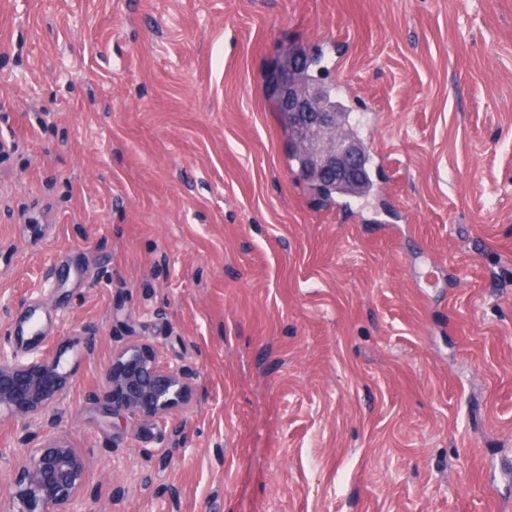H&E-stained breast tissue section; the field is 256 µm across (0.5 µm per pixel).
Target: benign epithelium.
<instances>
[{
    "instance_id": "benign-epithelium-1",
    "label": "benign epithelium",
    "mask_w": 512,
    "mask_h": 512,
    "mask_svg": "<svg viewBox=\"0 0 512 512\" xmlns=\"http://www.w3.org/2000/svg\"><path fill=\"white\" fill-rule=\"evenodd\" d=\"M325 89L292 88L282 97V108L295 117V146L301 153L323 160L328 176L352 179L358 174L355 152L336 127V113L323 105ZM57 348L49 356L25 358L0 349V412L13 415L21 430L51 427L50 409L65 394L72 376L65 354ZM188 368L160 362L144 344L125 347L112 358L103 374L101 396L106 414L114 420L160 417L190 402ZM83 462L65 441L49 437L29 450L19 463L7 499V512H81L79 492Z\"/></svg>"
}]
</instances>
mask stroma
<instances>
[{
	"label": "stroma",
	"instance_id": "obj_1",
	"mask_svg": "<svg viewBox=\"0 0 512 512\" xmlns=\"http://www.w3.org/2000/svg\"><path fill=\"white\" fill-rule=\"evenodd\" d=\"M288 44L367 196L299 177ZM0 141V348L96 333L51 410L84 512H512V0H0ZM132 343L189 407L104 417ZM27 447L0 415V485ZM302 56L300 64L298 63ZM318 66L316 59L310 56L309 52L298 51L292 46L282 50L278 58L273 62L266 76V86L271 95L281 97V83L288 78L294 85H305L317 83L321 80L318 69L315 71L312 66Z\"/></svg>",
	"mask_w": 512,
	"mask_h": 512
}]
</instances>
